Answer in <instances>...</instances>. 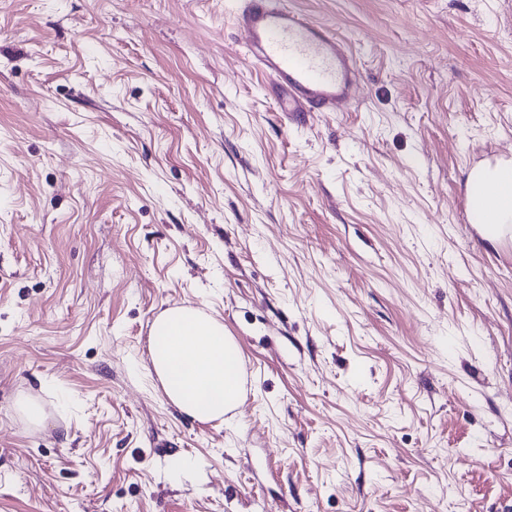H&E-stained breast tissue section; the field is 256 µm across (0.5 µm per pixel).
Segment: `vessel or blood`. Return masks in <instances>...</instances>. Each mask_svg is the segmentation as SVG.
<instances>
[{"instance_id":"obj_1","label":"vessel or blood","mask_w":512,"mask_h":512,"mask_svg":"<svg viewBox=\"0 0 512 512\" xmlns=\"http://www.w3.org/2000/svg\"><path fill=\"white\" fill-rule=\"evenodd\" d=\"M234 19L253 62L280 88V111L331 112L353 99L356 61L329 28L282 0H244Z\"/></svg>"}]
</instances>
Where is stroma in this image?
I'll use <instances>...</instances> for the list:
<instances>
[{
    "label": "stroma",
    "mask_w": 512,
    "mask_h": 512,
    "mask_svg": "<svg viewBox=\"0 0 512 512\" xmlns=\"http://www.w3.org/2000/svg\"><path fill=\"white\" fill-rule=\"evenodd\" d=\"M287 4L356 58L336 111H278L232 0H0V512H512V240L466 189L512 0ZM174 306L239 344L223 420L148 373Z\"/></svg>",
    "instance_id": "1"
}]
</instances>
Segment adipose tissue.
<instances>
[{
    "instance_id": "adipose-tissue-1",
    "label": "adipose tissue",
    "mask_w": 512,
    "mask_h": 512,
    "mask_svg": "<svg viewBox=\"0 0 512 512\" xmlns=\"http://www.w3.org/2000/svg\"><path fill=\"white\" fill-rule=\"evenodd\" d=\"M467 186L481 190L473 209L484 239L500 244L512 234V162L473 168ZM149 371L169 400L200 422L223 418L241 397L239 346L223 322L198 308H168L155 317Z\"/></svg>"
}]
</instances>
